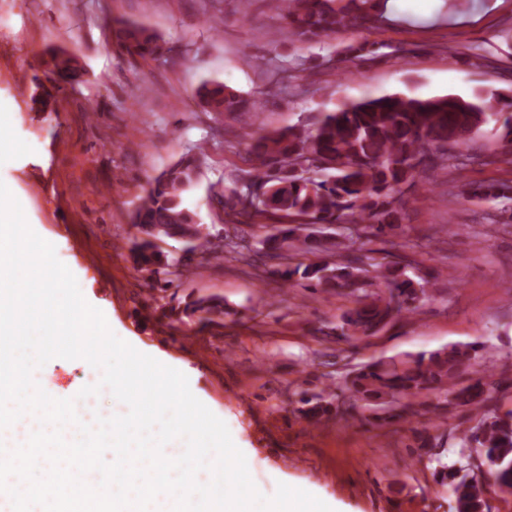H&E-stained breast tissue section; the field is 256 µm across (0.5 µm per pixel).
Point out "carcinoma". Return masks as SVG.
<instances>
[{
  "mask_svg": "<svg viewBox=\"0 0 512 512\" xmlns=\"http://www.w3.org/2000/svg\"><path fill=\"white\" fill-rule=\"evenodd\" d=\"M387 0H287L273 7L285 22L288 37L303 41L348 29L370 30L386 20ZM117 45L131 58L174 61L162 38L147 26L128 20L114 27ZM48 80L64 90L81 73L78 56L55 51L47 62ZM202 110L217 122L224 116L258 111L260 98L239 93L219 81H205L195 92ZM496 126L502 153L512 154V96L478 94L418 98L400 95L363 98L315 121L254 134L247 132L248 168L239 184L214 191L231 224L258 230L255 242L245 236H217L199 223L183 203L195 184L199 158L186 156L164 170L143 191L130 213L141 237L131 241L134 267L160 274L165 290L186 277L181 264L177 280L165 277L169 261L155 250L160 237L182 239L192 253L206 261L232 253L253 266L278 261L282 284L300 281L325 293L346 291L356 306L340 316L336 343L356 347L389 324L415 315L421 304L440 290V274L421 269L406 254L374 244L385 243L404 230L407 219L400 194L417 186L430 169H462L481 159L469 152L481 128ZM496 184H465L458 199L486 201L503 197ZM311 224L323 228L313 232ZM339 225L331 232L325 226ZM299 255L313 260L293 262ZM384 285L386 296L374 291ZM185 310L201 324L224 314V301L199 298ZM479 358L476 345H453L402 359L362 363L343 377L340 386L319 394L302 393L300 414L312 424L356 412L358 403L374 402L389 409V419L410 423L421 415L413 399L430 393L441 398L432 413L443 418L450 407H464L481 416L476 430L463 433V448H477L499 487L512 488V411L504 416L487 409L486 378L464 385L459 376ZM437 481L455 498V512H488L485 476L459 475L446 466Z\"/></svg>",
  "mask_w": 512,
  "mask_h": 512,
  "instance_id": "cac0c4a2",
  "label": "carcinoma"
}]
</instances>
